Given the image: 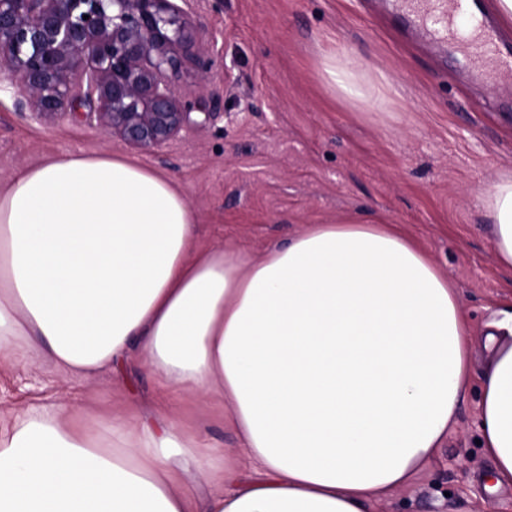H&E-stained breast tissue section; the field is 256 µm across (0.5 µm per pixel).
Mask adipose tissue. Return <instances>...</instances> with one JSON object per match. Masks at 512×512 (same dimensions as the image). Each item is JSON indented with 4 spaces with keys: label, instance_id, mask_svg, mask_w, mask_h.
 <instances>
[{
    "label": "adipose tissue",
    "instance_id": "ef3b65f1",
    "mask_svg": "<svg viewBox=\"0 0 512 512\" xmlns=\"http://www.w3.org/2000/svg\"><path fill=\"white\" fill-rule=\"evenodd\" d=\"M340 46L327 84L365 93ZM512 269V176L480 200ZM166 175L68 154L0 187V364L57 380L138 361L216 399L249 461L203 463L172 422L86 427L60 400L0 411V512H367L435 458L471 390L457 293L385 224H313L257 258L196 252ZM481 446L512 485V316L485 338Z\"/></svg>",
    "mask_w": 512,
    "mask_h": 512
}]
</instances>
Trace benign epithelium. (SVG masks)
I'll return each instance as SVG.
<instances>
[{"label": "benign epithelium", "instance_id": "7a95c632", "mask_svg": "<svg viewBox=\"0 0 512 512\" xmlns=\"http://www.w3.org/2000/svg\"><path fill=\"white\" fill-rule=\"evenodd\" d=\"M201 1L222 11L224 0H0V74L34 120L84 105L100 129L155 152L193 124L196 104L169 83L188 63L216 66L192 20Z\"/></svg>", "mask_w": 512, "mask_h": 512}]
</instances>
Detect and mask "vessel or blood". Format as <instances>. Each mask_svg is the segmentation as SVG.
<instances>
[{
  "label": "vessel or blood",
  "instance_id": "b4317fda",
  "mask_svg": "<svg viewBox=\"0 0 512 512\" xmlns=\"http://www.w3.org/2000/svg\"><path fill=\"white\" fill-rule=\"evenodd\" d=\"M408 30L437 46L454 43L489 83L512 71V54L499 49L498 31L478 14L477 0H376Z\"/></svg>",
  "mask_w": 512,
  "mask_h": 512
}]
</instances>
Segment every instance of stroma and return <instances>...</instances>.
Masks as SVG:
<instances>
[{"instance_id":"obj_1","label":"stroma","mask_w":512,"mask_h":512,"mask_svg":"<svg viewBox=\"0 0 512 512\" xmlns=\"http://www.w3.org/2000/svg\"><path fill=\"white\" fill-rule=\"evenodd\" d=\"M194 23L217 65L207 77L185 66L171 89L217 107L209 124L140 153L86 121L33 120L0 78V184L54 156L120 153L186 194L197 250L252 257L311 224L392 225L448 277L481 346L488 324L512 313V271L496 260L478 201L512 173V81L489 88L465 60L410 40L365 0H224L221 13H196ZM337 45L379 85L384 107L348 102L327 85L324 57ZM481 371L474 360V389L438 457L370 512H512V486L490 489L493 463L478 444ZM63 398L91 427L122 403L179 424L209 459L244 454L221 403L162 388L136 366L64 386L34 365L0 371L1 409Z\"/></svg>"}]
</instances>
